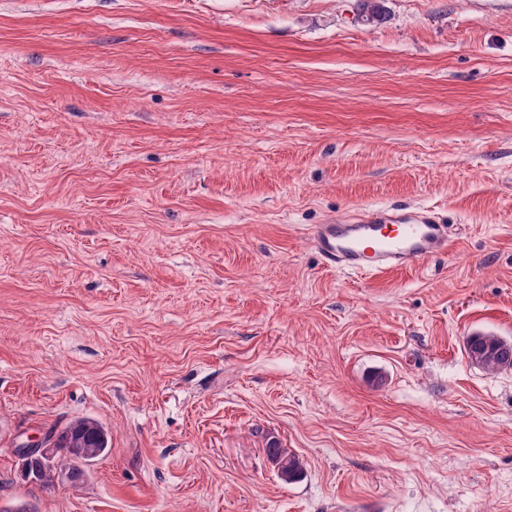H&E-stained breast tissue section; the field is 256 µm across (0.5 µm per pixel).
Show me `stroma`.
<instances>
[{"label": "stroma", "instance_id": "35a3bbf8", "mask_svg": "<svg viewBox=\"0 0 512 512\" xmlns=\"http://www.w3.org/2000/svg\"><path fill=\"white\" fill-rule=\"evenodd\" d=\"M0 0V512H512V0ZM425 207L364 276L311 225ZM111 436L43 489L16 446ZM305 462L282 479L271 442ZM308 236L328 265L365 273L406 269L450 249L448 224L424 208L368 210L342 224H314ZM505 342L497 336L475 334L466 340V354L472 362L475 355H485L476 364L490 372L512 369V343Z\"/></svg>", "mask_w": 512, "mask_h": 512}]
</instances>
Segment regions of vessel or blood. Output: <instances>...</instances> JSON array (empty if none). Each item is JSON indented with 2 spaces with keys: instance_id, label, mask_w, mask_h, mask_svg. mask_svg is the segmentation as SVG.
<instances>
[{
  "instance_id": "vessel-or-blood-1",
  "label": "vessel or blood",
  "mask_w": 512,
  "mask_h": 512,
  "mask_svg": "<svg viewBox=\"0 0 512 512\" xmlns=\"http://www.w3.org/2000/svg\"><path fill=\"white\" fill-rule=\"evenodd\" d=\"M308 236L328 265L365 273L406 269L450 249L447 225L424 208L369 210L342 224L312 225Z\"/></svg>"
}]
</instances>
